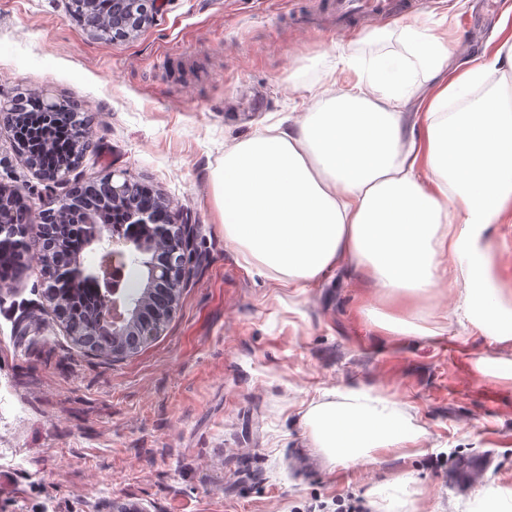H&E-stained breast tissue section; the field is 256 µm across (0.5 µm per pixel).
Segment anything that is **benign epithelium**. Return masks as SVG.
<instances>
[{"label": "benign epithelium", "mask_w": 512, "mask_h": 512, "mask_svg": "<svg viewBox=\"0 0 512 512\" xmlns=\"http://www.w3.org/2000/svg\"><path fill=\"white\" fill-rule=\"evenodd\" d=\"M160 0H112V13L117 17L130 15L135 20L134 29L142 27L159 9ZM60 103L52 97L41 100V119L32 130L51 124L65 122L72 139L88 144L85 121L79 112H61ZM75 166L68 160L48 172H37L45 183L67 180ZM97 192L112 203V209L122 213L126 223L144 227L151 234V241L116 239L111 235V226L102 222L99 212L88 203L90 187L74 182L61 199L51 203L39 224H17L6 218L0 209V238H21L33 231L47 235L56 227L58 211L70 213L72 224L68 225L72 235L83 246L102 245L112 251V263L102 272L89 270L81 263L70 262L56 267L48 275L41 276L42 294L56 322L66 323L64 309L56 303L72 282L96 279L99 288L101 324L112 332V356L124 357L138 351L161 334L178 307L180 296L189 281L193 234L191 225L179 224L172 217L166 205H143L139 196L149 189L138 181L131 180L123 173L108 175ZM140 261L144 273L140 284L141 294L128 293L126 271L131 259Z\"/></svg>", "instance_id": "1"}]
</instances>
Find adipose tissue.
<instances>
[{
    "mask_svg": "<svg viewBox=\"0 0 512 512\" xmlns=\"http://www.w3.org/2000/svg\"><path fill=\"white\" fill-rule=\"evenodd\" d=\"M402 35L435 81L424 111L408 118L403 77L377 72L320 88L300 120L239 140L211 174L224 240L291 288L353 266L396 299L399 314L382 325L401 335L416 332L431 288L464 283L455 315L510 341L512 305L495 285L489 236L512 222V43L466 65L444 36L413 23ZM347 397L307 413L331 461L369 462L412 441L382 399L363 389Z\"/></svg>",
    "mask_w": 512,
    "mask_h": 512,
    "instance_id": "obj_1",
    "label": "adipose tissue"
}]
</instances>
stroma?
I'll return each mask as SVG.
<instances>
[{"label":"stroma","instance_id":"35a3bbf8","mask_svg":"<svg viewBox=\"0 0 512 512\" xmlns=\"http://www.w3.org/2000/svg\"><path fill=\"white\" fill-rule=\"evenodd\" d=\"M327 2L163 0L137 33L105 41L64 0H0V101L43 92L90 115L72 179L127 173L193 227L196 247L174 317L124 358L73 344L36 259L0 288V512H336L340 499L482 512L490 491L512 512V342L458 324L456 289L426 296L432 335L399 336L352 266L284 288L224 241L211 172L226 148L308 112L321 84L368 61L409 68L416 112L428 81L409 65L404 24L491 52L512 17V0H428L336 34L309 23ZM0 186L26 195L32 223L68 190L43 183L6 128ZM360 387L421 437L371 465L330 462L303 415Z\"/></svg>","mask_w":512,"mask_h":512}]
</instances>
